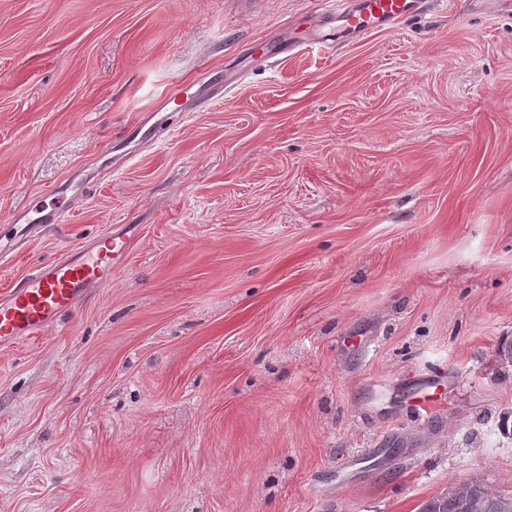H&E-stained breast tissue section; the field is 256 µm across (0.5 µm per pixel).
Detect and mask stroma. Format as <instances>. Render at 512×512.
Returning a JSON list of instances; mask_svg holds the SVG:
<instances>
[{"instance_id":"1","label":"stroma","mask_w":512,"mask_h":512,"mask_svg":"<svg viewBox=\"0 0 512 512\" xmlns=\"http://www.w3.org/2000/svg\"><path fill=\"white\" fill-rule=\"evenodd\" d=\"M343 2L0 0V222L68 210L0 293L137 227L109 285L0 348V512L512 496V9L310 42ZM279 36L302 51L255 53Z\"/></svg>"}]
</instances>
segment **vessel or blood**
<instances>
[{"mask_svg": "<svg viewBox=\"0 0 512 512\" xmlns=\"http://www.w3.org/2000/svg\"><path fill=\"white\" fill-rule=\"evenodd\" d=\"M422 0H350L342 10L322 14L320 26L335 25L337 32L354 38L389 29L418 11ZM66 221L64 209L23 210L15 215L10 235L0 240V261L17 246L37 235L44 225ZM130 235L112 231L87 241L63 257L40 264L26 277L22 287L0 296V347L41 334L90 289L112 280V269L126 257Z\"/></svg>", "mask_w": 512, "mask_h": 512, "instance_id": "b4317fda", "label": "vessel or blood"}]
</instances>
